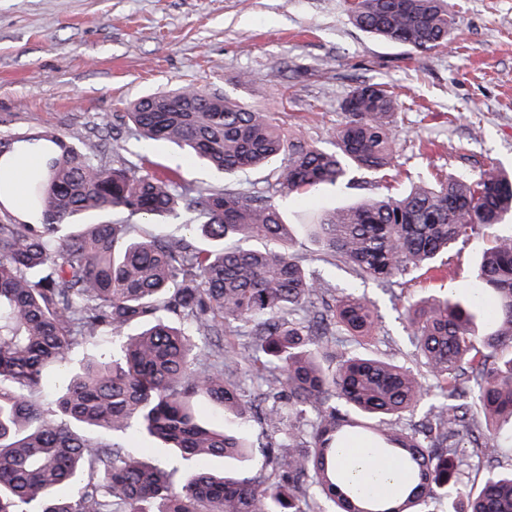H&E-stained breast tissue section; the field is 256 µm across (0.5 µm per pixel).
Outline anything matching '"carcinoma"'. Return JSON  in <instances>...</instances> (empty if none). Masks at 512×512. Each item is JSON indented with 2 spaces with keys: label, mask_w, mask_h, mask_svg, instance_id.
Returning a JSON list of instances; mask_svg holds the SVG:
<instances>
[{
  "label": "carcinoma",
  "mask_w": 512,
  "mask_h": 512,
  "mask_svg": "<svg viewBox=\"0 0 512 512\" xmlns=\"http://www.w3.org/2000/svg\"><path fill=\"white\" fill-rule=\"evenodd\" d=\"M348 11L362 31L419 54L447 49L458 31L451 0H349ZM340 109L331 152L285 131L277 112L193 85L118 115L146 145L185 148L226 175L285 156L252 196L192 195L175 168L108 166L84 128L0 135V172L17 147L42 159L27 186L34 219H0V512H512V431L499 426L512 421V234L482 252L469 297L401 304L415 365L353 351L377 335L375 302L353 291L323 299L276 202L354 170L389 175L394 96L361 85ZM116 213L184 215L203 243L134 238ZM509 216L512 173L491 163L322 213L307 234L323 260L390 288L440 270L455 244ZM488 306L495 317L482 330ZM108 335L112 349L70 370L41 407L72 348ZM201 397L223 411V428L201 421ZM255 420L268 429L261 445L246 437ZM138 435L192 463L179 489L176 469L126 453ZM357 441L399 463L408 483L375 495L349 484L336 452ZM233 456L256 459V470L207 469ZM474 459L489 468L476 485L463 480Z\"/></svg>",
  "instance_id": "1"
}]
</instances>
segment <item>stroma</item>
I'll list each match as a JSON object with an SVG mask.
<instances>
[{"label": "stroma", "instance_id": "1", "mask_svg": "<svg viewBox=\"0 0 512 512\" xmlns=\"http://www.w3.org/2000/svg\"><path fill=\"white\" fill-rule=\"evenodd\" d=\"M453 3L456 39L423 56L358 30L346 0H0V132H96L128 102L192 84L280 113L285 130L328 149L343 98L359 85L390 87L402 105L392 178L356 171L349 185L280 202L297 254L310 260L316 246L304 225L323 211L436 175L472 176L492 162L512 169V0ZM244 74L248 83H239ZM118 154L145 168L179 167L182 185L193 190L246 188L269 175L225 176L170 144L144 147L126 128L106 144L107 158ZM489 243L477 231L449 252L441 275H406L390 294L344 267L321 268L331 290L352 288L376 302L375 345L408 360L413 349L390 295L465 294Z\"/></svg>", "mask_w": 512, "mask_h": 512}]
</instances>
